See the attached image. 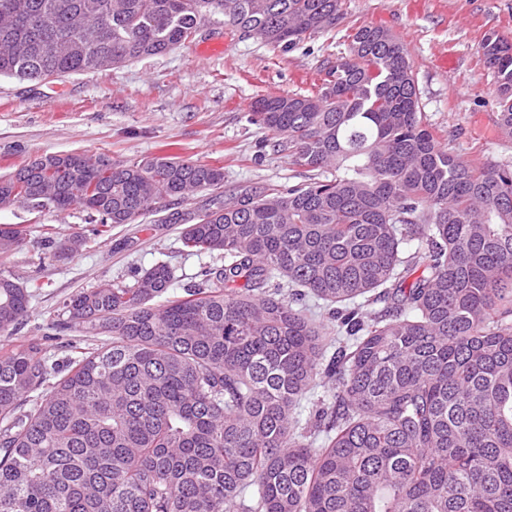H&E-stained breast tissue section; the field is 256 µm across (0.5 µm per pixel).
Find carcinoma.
Here are the masks:
<instances>
[{
    "label": "carcinoma",
    "mask_w": 512,
    "mask_h": 512,
    "mask_svg": "<svg viewBox=\"0 0 512 512\" xmlns=\"http://www.w3.org/2000/svg\"><path fill=\"white\" fill-rule=\"evenodd\" d=\"M341 15L342 0H0V75L108 70L205 21L284 50ZM349 38L316 92L251 105L273 150L332 176L199 215L183 248L224 264L180 297L158 262L64 300L65 325L104 345L52 368L36 340L0 352V512H512V164L440 145L388 29ZM481 52L512 136V42ZM223 183L176 156L45 154L0 180V208L77 207L99 237ZM26 235L1 224L0 258ZM45 242L69 258L87 238ZM30 297L0 277L1 336Z\"/></svg>",
    "instance_id": "cac0c4a2"
}]
</instances>
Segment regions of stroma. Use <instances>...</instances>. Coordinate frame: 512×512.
Wrapping results in <instances>:
<instances>
[{
	"mask_svg": "<svg viewBox=\"0 0 512 512\" xmlns=\"http://www.w3.org/2000/svg\"><path fill=\"white\" fill-rule=\"evenodd\" d=\"M343 12L335 28L287 50L207 23L191 43L103 72L49 83L0 76V177L30 158L71 152L118 160L170 154L224 170L223 185L183 202L159 201L136 223L90 236L67 259L55 258L42 234L48 228L59 238L88 234L87 212L23 203L0 209V224L27 231L21 249L0 262V275L33 288L28 317L11 335H0V348L35 339L45 344L51 363H63L103 342L56 330L62 303L72 294L164 261L175 272L179 295L203 268L217 264L216 256L187 252L181 244L183 228L198 213L309 177L287 153L273 151L271 134L250 120L251 102L312 91L325 61L347 52L354 26H384L406 44L422 110L443 145L475 164L512 161V138L499 129L496 85L480 51L488 36L512 39V0H344Z\"/></svg>",
	"mask_w": 512,
	"mask_h": 512,
	"instance_id": "35a3bbf8",
	"label": "stroma"
}]
</instances>
